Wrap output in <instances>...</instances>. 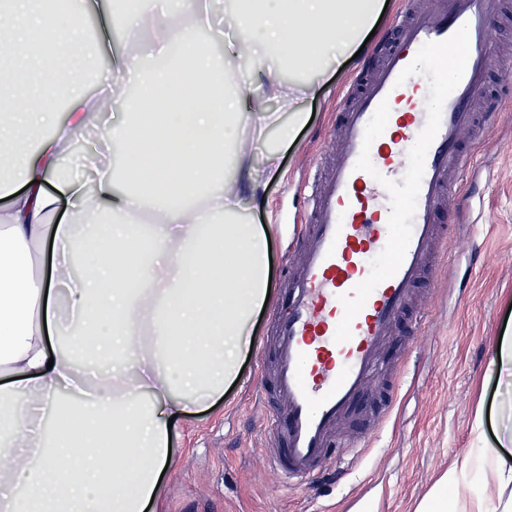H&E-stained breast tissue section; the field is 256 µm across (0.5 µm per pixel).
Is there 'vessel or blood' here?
I'll use <instances>...</instances> for the list:
<instances>
[{
  "instance_id": "1",
  "label": "vessel or blood",
  "mask_w": 512,
  "mask_h": 512,
  "mask_svg": "<svg viewBox=\"0 0 512 512\" xmlns=\"http://www.w3.org/2000/svg\"><path fill=\"white\" fill-rule=\"evenodd\" d=\"M501 0H402L393 47L372 76L354 75L336 119L332 168L311 189L309 222L294 258L297 275L271 310L268 428L282 446L268 466L310 481L335 458L363 447L337 429L383 368V351L430 260L460 236L464 214L443 213L454 175L492 132L495 108L478 112L486 53ZM459 49L453 87L437 105L415 104L430 85L424 49ZM416 169L403 182V160Z\"/></svg>"
}]
</instances>
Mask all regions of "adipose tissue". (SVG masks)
<instances>
[{"instance_id":"1","label":"adipose tissue","mask_w":512,"mask_h":512,"mask_svg":"<svg viewBox=\"0 0 512 512\" xmlns=\"http://www.w3.org/2000/svg\"><path fill=\"white\" fill-rule=\"evenodd\" d=\"M237 34L214 53L194 50L190 65L168 67L182 49L163 0H124V39L101 44L112 61L103 97L123 115L112 167L69 171L71 139L96 102L43 67L35 103L0 121L41 133L38 149L19 152L17 181L0 182L10 201L0 214V512H146L168 468L172 416L220 397L265 302L270 233L230 221L232 200L257 198L262 174L253 137L238 127L254 113L258 128L278 125L257 109L256 94L291 108V88L267 65L287 57L298 71H319L357 47L384 0H230ZM109 0H64L43 11L5 0L13 45L0 47V88L24 78L14 45L65 56L91 9ZM159 51L142 84L146 107L124 78L137 31ZM248 83L237 78L239 68ZM66 101L65 120L54 111ZM150 173L153 195L128 190ZM56 184L48 194L46 184ZM69 208L57 220L60 204ZM106 213L101 224L82 214ZM51 240V273L18 274L15 247ZM216 275L201 277L200 257ZM58 344L47 345L46 333Z\"/></svg>"}]
</instances>
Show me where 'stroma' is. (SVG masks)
<instances>
[{
    "label": "stroma",
    "mask_w": 512,
    "mask_h": 512,
    "mask_svg": "<svg viewBox=\"0 0 512 512\" xmlns=\"http://www.w3.org/2000/svg\"><path fill=\"white\" fill-rule=\"evenodd\" d=\"M488 51L486 91L503 107L500 123L476 147L474 172L451 191L468 206L470 227L418 287L414 304L429 319L419 329L399 325L384 350L392 374L375 379L370 396L397 383L391 417L376 423L367 448L318 482L284 483L265 468L275 446L247 394L258 383L257 351L248 348L223 396L188 415L174 436L161 512H416L452 467L461 486L481 489L500 440L512 435V378L488 362L501 336L512 334V87L505 82L512 72V0H504ZM358 63L351 54L329 61L322 94L282 111V124L293 128L289 139L273 129L256 146L257 162L272 154L276 163L264 176L263 202L243 203L236 216L271 229V288H279L287 256L309 228L307 182L315 163L335 152L328 131Z\"/></svg>",
    "instance_id": "stroma-1"
}]
</instances>
